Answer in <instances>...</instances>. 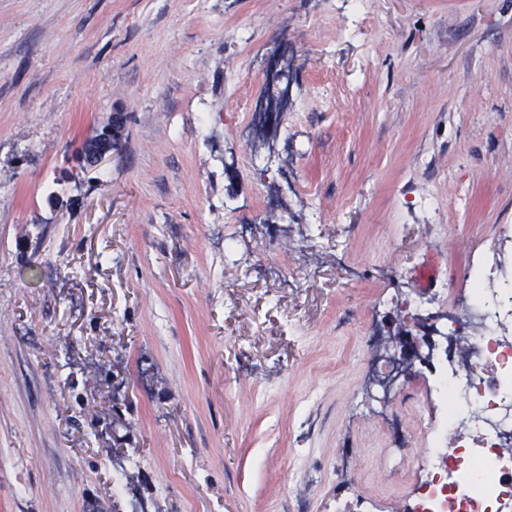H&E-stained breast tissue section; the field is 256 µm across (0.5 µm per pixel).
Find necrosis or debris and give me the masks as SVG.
Here are the masks:
<instances>
[{
    "mask_svg": "<svg viewBox=\"0 0 512 512\" xmlns=\"http://www.w3.org/2000/svg\"><path fill=\"white\" fill-rule=\"evenodd\" d=\"M502 248L473 255L446 317L428 323L402 368L434 375L457 404L424 423L419 477L402 512H512V278ZM468 337L458 350L457 337Z\"/></svg>",
    "mask_w": 512,
    "mask_h": 512,
    "instance_id": "obj_1",
    "label": "necrosis or debris"
}]
</instances>
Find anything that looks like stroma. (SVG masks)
Masks as SVG:
<instances>
[{
	"instance_id": "obj_1",
	"label": "stroma",
	"mask_w": 512,
	"mask_h": 512,
	"mask_svg": "<svg viewBox=\"0 0 512 512\" xmlns=\"http://www.w3.org/2000/svg\"><path fill=\"white\" fill-rule=\"evenodd\" d=\"M506 225L512 0H0V512H400L366 333ZM118 147V139L112 138V131L106 129L85 143L84 155L90 164H97Z\"/></svg>"
}]
</instances>
